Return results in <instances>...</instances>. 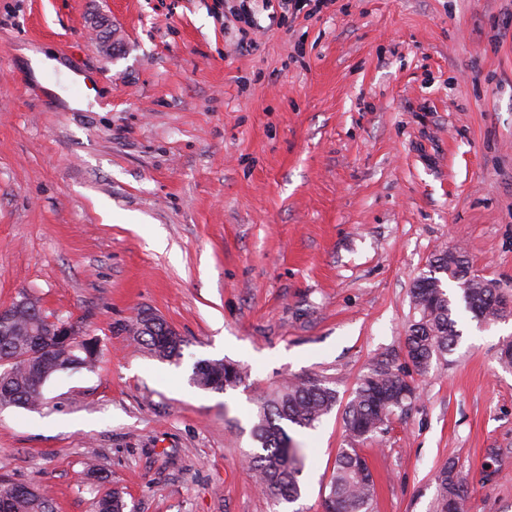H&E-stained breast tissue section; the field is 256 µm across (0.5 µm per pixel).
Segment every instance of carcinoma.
Here are the masks:
<instances>
[{"label":"carcinoma","instance_id":"1","mask_svg":"<svg viewBox=\"0 0 512 512\" xmlns=\"http://www.w3.org/2000/svg\"><path fill=\"white\" fill-rule=\"evenodd\" d=\"M450 249L435 255L431 270L420 276L412 290L413 316L405 330L406 355L418 375L429 373L456 348L461 331L453 318L454 303L444 280L455 283L459 299L477 321L498 318L499 291L476 279L456 276L449 270ZM14 320L0 329V407L36 408L45 383L55 374L90 367L99 358L96 346L55 340L43 319L37 297L21 291L12 302ZM135 334L155 356L177 361L184 339L163 319H146ZM244 378L243 369L222 360H199L191 379L203 389L224 391ZM417 390L407 375L387 360H380L362 375L345 407L349 436L364 442L378 437L396 412L405 411ZM338 402L337 390L319 379L289 381L260 401L252 435L257 447L246 457L257 481L274 505L291 503L301 495L299 477L303 459L285 426L311 428ZM434 512H463L466 478L450 465L435 476ZM375 484L366 459L358 448L339 450L327 496L329 512H372ZM96 512H124L125 502L116 491H107L95 503ZM0 512H54L51 494L43 487L13 485L0 489Z\"/></svg>","mask_w":512,"mask_h":512}]
</instances>
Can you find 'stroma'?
<instances>
[{
	"label": "stroma",
	"instance_id": "35a3bbf8",
	"mask_svg": "<svg viewBox=\"0 0 512 512\" xmlns=\"http://www.w3.org/2000/svg\"><path fill=\"white\" fill-rule=\"evenodd\" d=\"M228 0H0V308L19 291L97 339L38 408H0V486L57 512H324L344 408L380 360L410 370L411 293L442 247L512 296V0H333L237 49ZM56 58L37 81L28 52ZM64 70V71H65ZM83 97L84 109L69 98ZM152 313L178 361L133 334ZM461 339L362 444L373 512H432L454 464L467 512H512V312ZM246 370L224 391L196 361ZM338 392L301 496L245 462L262 395Z\"/></svg>",
	"mask_w": 512,
	"mask_h": 512
}]
</instances>
